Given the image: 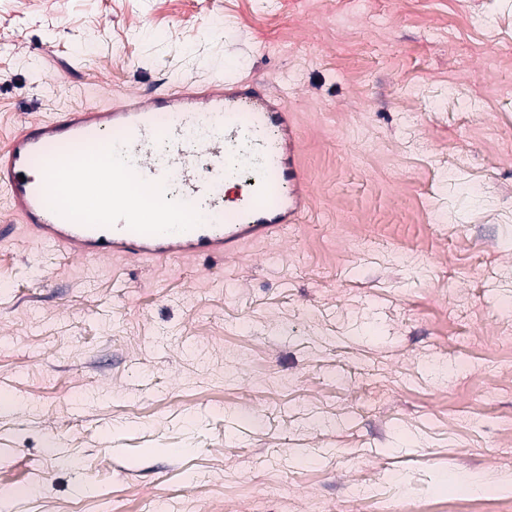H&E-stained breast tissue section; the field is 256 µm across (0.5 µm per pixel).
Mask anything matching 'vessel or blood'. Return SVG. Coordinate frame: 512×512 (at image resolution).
I'll list each match as a JSON object with an SVG mask.
<instances>
[{
	"mask_svg": "<svg viewBox=\"0 0 512 512\" xmlns=\"http://www.w3.org/2000/svg\"><path fill=\"white\" fill-rule=\"evenodd\" d=\"M117 149L103 153L102 141ZM67 152L66 199L47 204ZM299 127L284 91L241 74L218 75L202 86L149 94L131 91L119 103L69 109L47 120L24 121L0 144V188L17 221L0 225V243L26 231L40 243L81 257L143 265L208 258L231 260L249 243L283 237L301 223L308 205L299 162ZM258 172L259 187L224 199V184L243 168ZM166 191L180 186L182 203L205 207V221L142 219L124 192L128 180ZM112 184L95 220L85 198ZM223 206H215L216 198Z\"/></svg>",
	"mask_w": 512,
	"mask_h": 512,
	"instance_id": "b4317fda",
	"label": "vessel or blood"
}]
</instances>
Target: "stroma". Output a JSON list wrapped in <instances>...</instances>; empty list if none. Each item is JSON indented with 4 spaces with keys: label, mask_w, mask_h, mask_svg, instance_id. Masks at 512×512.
Returning a JSON list of instances; mask_svg holds the SVG:
<instances>
[{
    "label": "stroma",
    "mask_w": 512,
    "mask_h": 512,
    "mask_svg": "<svg viewBox=\"0 0 512 512\" xmlns=\"http://www.w3.org/2000/svg\"><path fill=\"white\" fill-rule=\"evenodd\" d=\"M222 66L287 87L309 211L227 262L1 246L0 512H408L512 476V0H0V143Z\"/></svg>",
    "instance_id": "1"
}]
</instances>
